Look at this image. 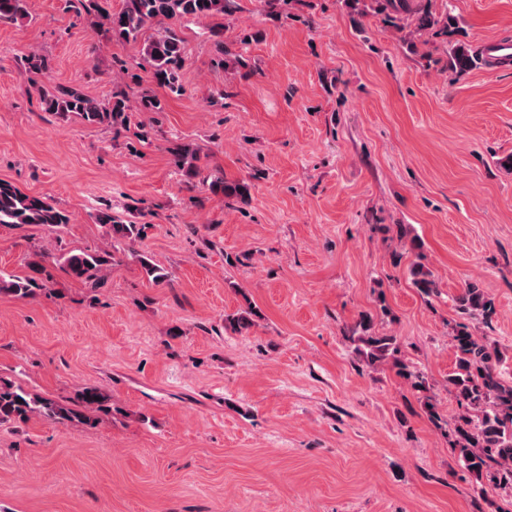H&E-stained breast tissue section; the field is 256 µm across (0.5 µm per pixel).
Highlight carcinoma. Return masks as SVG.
<instances>
[{"label": "carcinoma", "instance_id": "carcinoma-1", "mask_svg": "<svg viewBox=\"0 0 512 512\" xmlns=\"http://www.w3.org/2000/svg\"><path fill=\"white\" fill-rule=\"evenodd\" d=\"M91 21L108 28L113 37L124 42L143 41L142 52L151 68L157 86L180 95L184 91L181 71L184 67L183 39L167 20L202 19L226 16L237 9L236 0H122V7L114 11L109 0H78ZM376 15L404 33L402 41L410 47L429 32L448 35L453 25L450 16L438 17L427 8L413 9L410 0H370ZM29 16L28 0H0V23H16ZM156 23L160 28L146 34V27ZM476 65L474 56L462 45L448 48V69L462 73ZM44 111L59 117L77 115L88 124L113 123L125 118L131 109L124 93L116 94L106 102L88 97L77 87H61L53 92L40 93ZM137 109L148 112L162 111L161 101L145 92L137 98ZM224 196L246 200V184L219 182ZM97 223L109 226L116 242H133L140 238V224H117L112 214L101 211ZM70 222L66 212L57 207L48 196L29 195L6 180H0V225L33 224L47 228L60 227ZM113 255L102 250H69L59 254L48 253L44 260L57 266L75 281L97 287L102 284V271ZM26 276L7 275L0 272V292L18 298H27L42 287L41 275L45 267L39 262L29 264ZM414 284L421 293L433 291L434 281L422 267L411 270ZM463 314L492 322L496 315L494 302L476 284H469L458 298ZM360 334L352 337L354 351L368 365L389 364L396 373L410 381L420 391L428 390L424 376L412 369L401 357L397 338L375 330L369 314L360 316ZM451 340L456 352L454 370L448 375L457 402L458 413L449 426L454 451L458 461L478 484L477 490L492 485L512 489V384L504 381L498 371L501 360L498 348L484 337L476 335L466 323H458ZM110 413L107 396L101 389L83 388L75 397L54 400L33 393L23 385L0 377V427H10L26 422L34 416L63 425L94 426L100 414Z\"/></svg>", "mask_w": 512, "mask_h": 512}]
</instances>
